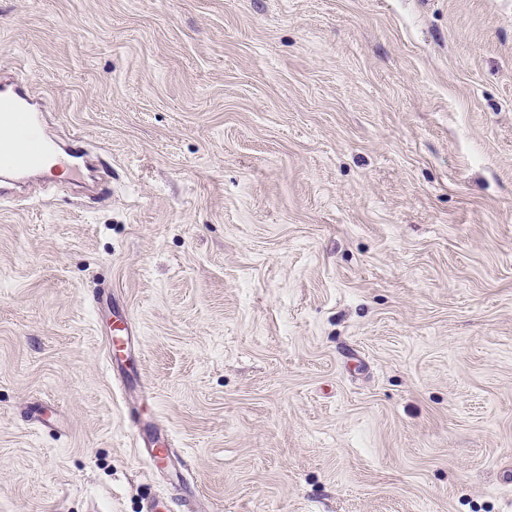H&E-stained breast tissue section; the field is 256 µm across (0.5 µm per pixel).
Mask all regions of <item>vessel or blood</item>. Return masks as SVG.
<instances>
[{
  "mask_svg": "<svg viewBox=\"0 0 512 512\" xmlns=\"http://www.w3.org/2000/svg\"><path fill=\"white\" fill-rule=\"evenodd\" d=\"M35 93L15 72L0 71V198L14 195L26 175L44 166L49 158L45 140L44 115L36 108ZM84 137L73 132L66 148L57 156L72 173H79L76 161L85 157Z\"/></svg>",
  "mask_w": 512,
  "mask_h": 512,
  "instance_id": "vessel-or-blood-1",
  "label": "vessel or blood"
}]
</instances>
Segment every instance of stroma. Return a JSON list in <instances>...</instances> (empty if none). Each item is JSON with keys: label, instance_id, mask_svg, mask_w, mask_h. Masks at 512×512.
Here are the masks:
<instances>
[{"label": "stroma", "instance_id": "stroma-1", "mask_svg": "<svg viewBox=\"0 0 512 512\" xmlns=\"http://www.w3.org/2000/svg\"><path fill=\"white\" fill-rule=\"evenodd\" d=\"M16 67L112 178L0 205V512H512V0H0Z\"/></svg>", "mask_w": 512, "mask_h": 512}]
</instances>
